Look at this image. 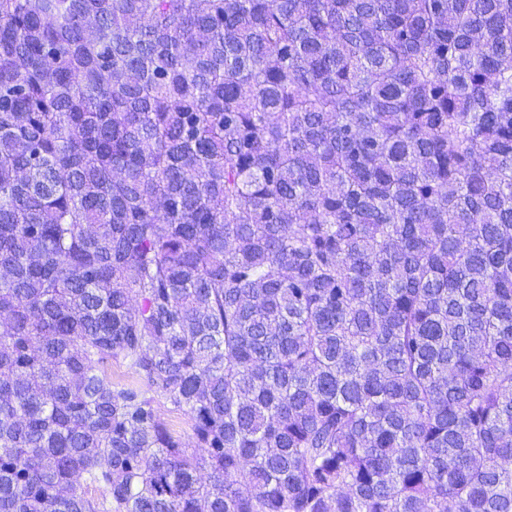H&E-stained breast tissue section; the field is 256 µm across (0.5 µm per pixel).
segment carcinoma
<instances>
[{"instance_id": "1", "label": "carcinoma", "mask_w": 512, "mask_h": 512, "mask_svg": "<svg viewBox=\"0 0 512 512\" xmlns=\"http://www.w3.org/2000/svg\"><path fill=\"white\" fill-rule=\"evenodd\" d=\"M0 512H512V0H0ZM154 395L152 392H148L147 396ZM155 406L157 407L158 413L163 420H165L176 436L187 437L191 434V421L190 418L182 412L174 411L171 406L167 404L163 399L157 397Z\"/></svg>"}]
</instances>
